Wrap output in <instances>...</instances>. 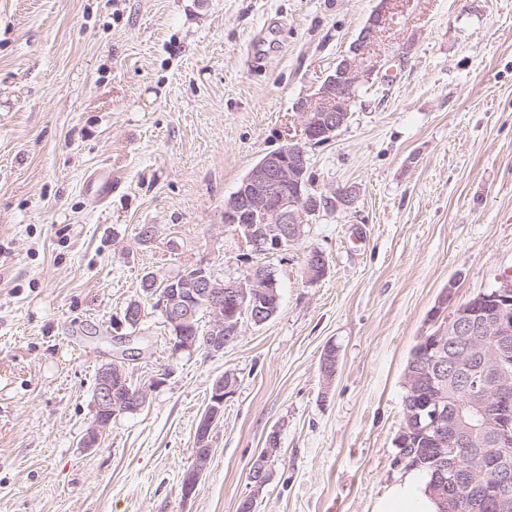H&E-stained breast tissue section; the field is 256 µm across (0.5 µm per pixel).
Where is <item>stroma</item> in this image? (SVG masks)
<instances>
[{
    "instance_id": "stroma-1",
    "label": "stroma",
    "mask_w": 512,
    "mask_h": 512,
    "mask_svg": "<svg viewBox=\"0 0 512 512\" xmlns=\"http://www.w3.org/2000/svg\"><path fill=\"white\" fill-rule=\"evenodd\" d=\"M380 8L377 71L306 147L310 193L353 204L312 216L288 250L251 252L225 201L297 135L295 102ZM102 166L117 187L98 204L84 180ZM312 250L328 260L315 283ZM256 265L278 313L243 321L223 354L172 355L143 276ZM510 269L512 0H0V512H237L274 431L257 512H374L406 472L405 368L431 310ZM109 362L147 401L86 448ZM232 378H228L227 381L222 378L215 381L213 384V390H211L212 398L210 396V403L202 415L198 429H197V448H194L195 453V464L184 476L183 490L185 494H191L194 490L200 476L206 470L210 461L209 448L203 446L207 443L209 438L211 427L215 419L224 411V383L228 386L229 383L234 384Z\"/></svg>"
}]
</instances>
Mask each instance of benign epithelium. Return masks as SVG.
<instances>
[{
	"instance_id": "7a95c632",
	"label": "benign epithelium",
	"mask_w": 512,
	"mask_h": 512,
	"mask_svg": "<svg viewBox=\"0 0 512 512\" xmlns=\"http://www.w3.org/2000/svg\"><path fill=\"white\" fill-rule=\"evenodd\" d=\"M383 24L378 12L361 31L357 42L329 75L306 98L295 103L300 116L298 137L261 158L242 179L238 189L224 208V223L236 230L256 253L286 250L305 234L308 217L323 208L316 198L303 200L301 185L308 169L305 145L318 140L327 141L348 119L350 107L363 80L377 65L364 59L365 49L376 38ZM306 276L317 282L327 269V259L313 251L305 259ZM274 283L270 269L258 266L240 280L223 281L209 269L195 267L165 281L167 288L155 291V307L172 331L169 347L173 354L204 351L218 355L239 337L242 313L256 325L269 320L267 305L262 303L266 288ZM512 304V272L498 276L490 291H480L474 305L456 306L444 323L431 334L422 337L429 347L432 361L441 359L445 342L464 349L450 367L464 373L473 388L483 387L486 373H491L496 396L492 407L494 432L492 444L497 448L512 446V338L497 328V316ZM491 336L494 346L486 350L476 325ZM439 378L425 375L422 370L406 373V386L413 409L427 411L432 432L429 456L436 467L435 483L442 494L448 495V512H460L462 501L456 490L463 484L479 492L477 505L491 507L497 512L512 508V461L504 454H483L465 467L457 452L458 441L467 425L464 416L445 415ZM147 391L129 385L122 366L102 365L96 374L93 390L94 419L88 428L83 445L95 447L112 420L126 413H135L144 405ZM224 411V379L213 384L211 401L202 415L195 448V464L184 476L183 490L189 495L210 461L205 448L215 419ZM276 434L266 441V448L255 456L248 471L253 493L244 497L247 505H256V496L269 480L268 462L277 451Z\"/></svg>"
}]
</instances>
